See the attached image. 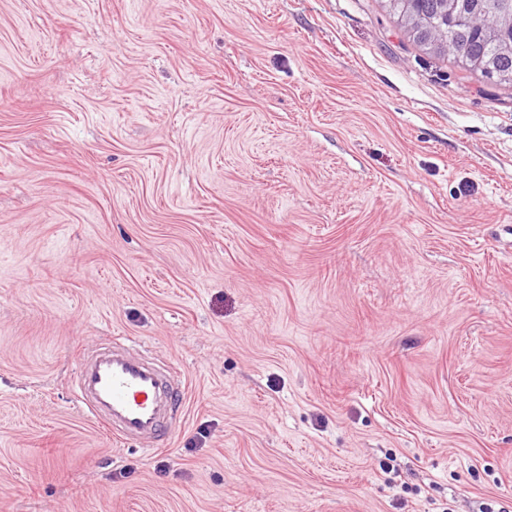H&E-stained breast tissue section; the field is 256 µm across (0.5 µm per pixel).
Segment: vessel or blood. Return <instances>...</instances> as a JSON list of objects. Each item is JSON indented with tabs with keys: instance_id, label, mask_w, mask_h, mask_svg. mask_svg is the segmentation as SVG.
<instances>
[{
	"instance_id": "1",
	"label": "vessel or blood",
	"mask_w": 512,
	"mask_h": 512,
	"mask_svg": "<svg viewBox=\"0 0 512 512\" xmlns=\"http://www.w3.org/2000/svg\"><path fill=\"white\" fill-rule=\"evenodd\" d=\"M174 387L166 372L115 343L85 357L76 400L105 431L150 450L165 432Z\"/></svg>"
}]
</instances>
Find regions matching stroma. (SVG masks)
Listing matches in <instances>:
<instances>
[{"instance_id": "1", "label": "stroma", "mask_w": 512, "mask_h": 512, "mask_svg": "<svg viewBox=\"0 0 512 512\" xmlns=\"http://www.w3.org/2000/svg\"><path fill=\"white\" fill-rule=\"evenodd\" d=\"M386 4L0 0V512H512V85ZM174 387L166 372L114 343L85 357L76 400L105 431L151 450L179 397Z\"/></svg>"}]
</instances>
